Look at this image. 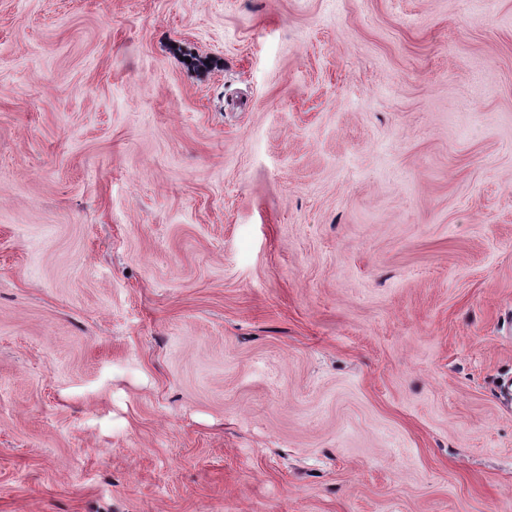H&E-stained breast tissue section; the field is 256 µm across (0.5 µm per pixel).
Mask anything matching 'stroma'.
<instances>
[{
    "label": "stroma",
    "instance_id": "obj_1",
    "mask_svg": "<svg viewBox=\"0 0 512 512\" xmlns=\"http://www.w3.org/2000/svg\"><path fill=\"white\" fill-rule=\"evenodd\" d=\"M512 0H0V512H512Z\"/></svg>",
    "mask_w": 512,
    "mask_h": 512
}]
</instances>
